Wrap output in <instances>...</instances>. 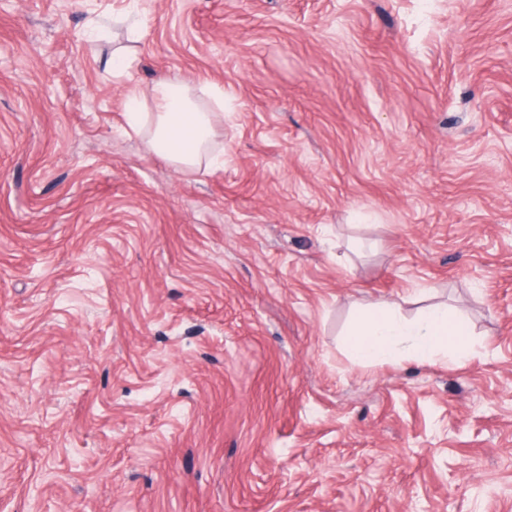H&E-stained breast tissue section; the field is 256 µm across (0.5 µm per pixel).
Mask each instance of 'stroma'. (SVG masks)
I'll return each mask as SVG.
<instances>
[{
    "label": "stroma",
    "mask_w": 512,
    "mask_h": 512,
    "mask_svg": "<svg viewBox=\"0 0 512 512\" xmlns=\"http://www.w3.org/2000/svg\"><path fill=\"white\" fill-rule=\"evenodd\" d=\"M95 7L0 0V512H512V0ZM380 299L473 355L354 364ZM153 128L151 145L179 169L196 166L205 155L213 112L202 109L182 86L174 93L173 82L160 78L151 90Z\"/></svg>",
    "instance_id": "obj_1"
}]
</instances>
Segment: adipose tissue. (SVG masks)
Wrapping results in <instances>:
<instances>
[{"instance_id": "1", "label": "adipose tissue", "mask_w": 512, "mask_h": 512, "mask_svg": "<svg viewBox=\"0 0 512 512\" xmlns=\"http://www.w3.org/2000/svg\"><path fill=\"white\" fill-rule=\"evenodd\" d=\"M151 145L180 169L196 166L205 155L212 116L189 90L174 91L171 80L155 81L151 90ZM470 331L462 314L437 307L409 320L391 302L377 300L360 308L345 338V347L359 364L377 365L406 357L456 360L470 357Z\"/></svg>"}]
</instances>
